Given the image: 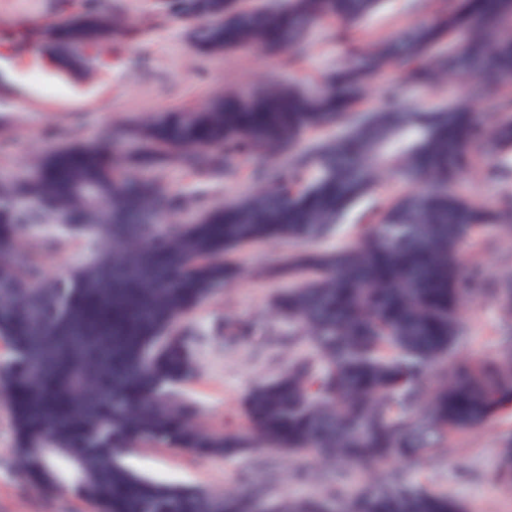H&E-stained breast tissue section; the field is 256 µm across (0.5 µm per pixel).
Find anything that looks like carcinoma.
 Instances as JSON below:
<instances>
[{"instance_id": "1", "label": "carcinoma", "mask_w": 512, "mask_h": 512, "mask_svg": "<svg viewBox=\"0 0 512 512\" xmlns=\"http://www.w3.org/2000/svg\"><path fill=\"white\" fill-rule=\"evenodd\" d=\"M420 21L367 49L355 29L384 0H224L200 21L205 53L282 50L293 66L313 31L331 24L348 62L316 84L232 93L193 110L158 112L112 133L48 151L37 177L0 183V368L23 474L74 494L96 512H469L406 463L445 453L457 434L512 421V271L486 278L472 263L512 239V190L494 200L465 189L468 174L512 173V0H434ZM131 32L87 9L52 32L60 63L90 72L88 47ZM378 107L359 111L366 82L384 71ZM467 75L459 101L418 103L445 73ZM482 105L474 112L469 102ZM263 154V187L176 221L188 206L157 172L179 167L230 178ZM405 183L398 197L384 179ZM368 219L336 250L319 244L359 202ZM73 220L86 263L45 274L68 237L36 238L34 224ZM281 241L288 284L274 323L224 317V349L307 343L244 400L246 427L195 425L181 386L196 375L178 324L239 275L227 255ZM498 308V348L457 359L468 302ZM38 371L31 372L30 360ZM292 457L372 464L354 492L279 500L267 484L240 495L138 474L122 449L142 442L233 459L252 442ZM494 480L512 491V426Z\"/></svg>"}]
</instances>
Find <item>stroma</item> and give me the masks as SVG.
Here are the masks:
<instances>
[{
	"instance_id": "obj_1",
	"label": "stroma",
	"mask_w": 512,
	"mask_h": 512,
	"mask_svg": "<svg viewBox=\"0 0 512 512\" xmlns=\"http://www.w3.org/2000/svg\"><path fill=\"white\" fill-rule=\"evenodd\" d=\"M90 5L121 14L133 35L90 49L95 70L82 78L57 66L46 30ZM417 19L406 0H387L363 22L359 34L367 42ZM196 26V21L169 10L161 0H0V181L31 175L49 149L106 136L113 125L193 107L231 91L315 81L343 57L342 47L327 27L313 33L307 51L291 67L251 50L207 55L198 52L191 40ZM162 178L186 197L208 203L246 195L254 185L247 171L229 182L201 179L178 169L164 171ZM289 251V246L268 243L240 250L235 260L243 277L184 321L199 342L195 348L198 372L182 393L197 407L196 422L202 429L242 426L243 395L288 362L284 346L273 357L247 346L225 352L223 338L212 329L228 315L249 318L268 311L282 281H257L249 272L255 266L277 264ZM465 317L469 339L463 353L492 350L494 333L502 325L499 312L489 305H471ZM500 436L497 425L463 433L451 441L445 461L418 467L417 472L466 503L470 512H512V492L491 477L500 461ZM14 446L9 407L0 402V512H93L70 495L25 483L15 463ZM266 455V449L259 448L224 461L177 448L145 446L128 452L127 461L137 472L160 481L233 491L247 470L258 481L267 480L266 470L255 464ZM283 468L288 474L304 469L306 477L277 483L278 494L293 498L324 494L326 463L295 457L284 459Z\"/></svg>"
}]
</instances>
